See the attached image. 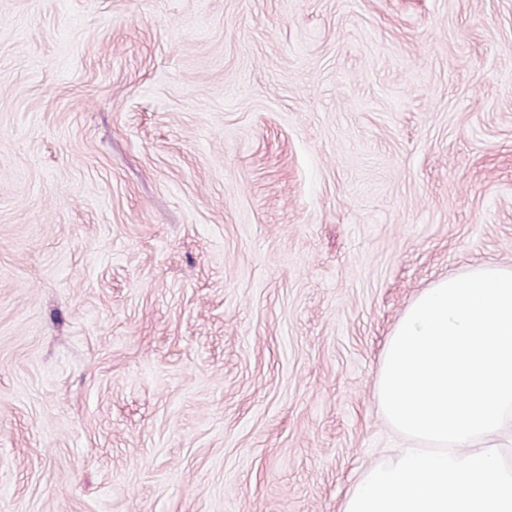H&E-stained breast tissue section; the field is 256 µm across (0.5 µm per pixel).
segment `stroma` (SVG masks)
Masks as SVG:
<instances>
[{
  "instance_id": "1",
  "label": "stroma",
  "mask_w": 512,
  "mask_h": 512,
  "mask_svg": "<svg viewBox=\"0 0 512 512\" xmlns=\"http://www.w3.org/2000/svg\"><path fill=\"white\" fill-rule=\"evenodd\" d=\"M488 262L512 0H0V512H340Z\"/></svg>"
}]
</instances>
